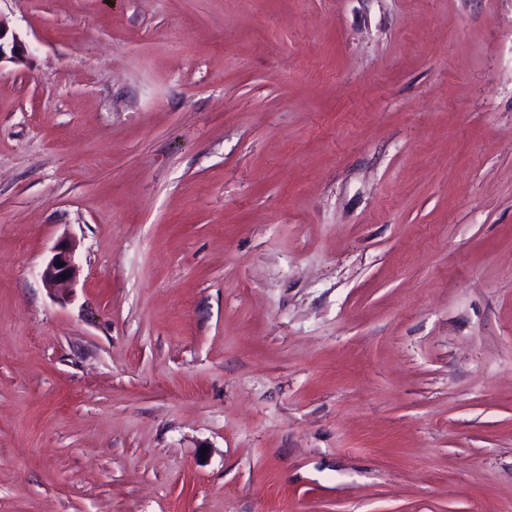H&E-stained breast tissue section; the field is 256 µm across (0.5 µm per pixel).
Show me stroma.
Returning <instances> with one entry per match:
<instances>
[{"mask_svg": "<svg viewBox=\"0 0 512 512\" xmlns=\"http://www.w3.org/2000/svg\"><path fill=\"white\" fill-rule=\"evenodd\" d=\"M0 18V512H512V0ZM24 55V44L19 36L10 30L0 18V68L4 63H20ZM58 262L63 263V266H57ZM77 272L72 248L67 241L61 240L55 245L54 254L42 272V280L47 288L63 290L70 288L76 279ZM62 274H67V277L63 278Z\"/></svg>", "mask_w": 512, "mask_h": 512, "instance_id": "1", "label": "stroma"}]
</instances>
